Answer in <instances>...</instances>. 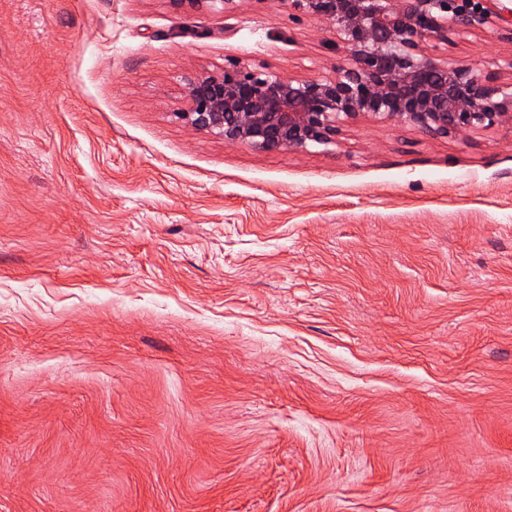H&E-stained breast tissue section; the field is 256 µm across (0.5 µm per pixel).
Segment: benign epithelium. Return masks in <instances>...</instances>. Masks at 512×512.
Listing matches in <instances>:
<instances>
[{"label":"benign epithelium","instance_id":"benign-epithelium-1","mask_svg":"<svg viewBox=\"0 0 512 512\" xmlns=\"http://www.w3.org/2000/svg\"><path fill=\"white\" fill-rule=\"evenodd\" d=\"M193 9L237 0H179ZM293 11L336 31L346 59L331 77L283 78L232 61L189 81L191 128L261 150L336 143L341 126L361 117L411 124L432 135L512 125V56L479 71L434 58L422 42L448 41L493 16L512 25V8L491 14L474 0H288Z\"/></svg>","mask_w":512,"mask_h":512}]
</instances>
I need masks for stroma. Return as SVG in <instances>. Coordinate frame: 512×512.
Returning <instances> with one entry per match:
<instances>
[{"mask_svg": "<svg viewBox=\"0 0 512 512\" xmlns=\"http://www.w3.org/2000/svg\"><path fill=\"white\" fill-rule=\"evenodd\" d=\"M487 7L424 51L512 55ZM335 42L286 0H0V512H512V126L178 117Z\"/></svg>", "mask_w": 512, "mask_h": 512, "instance_id": "1", "label": "stroma"}]
</instances>
